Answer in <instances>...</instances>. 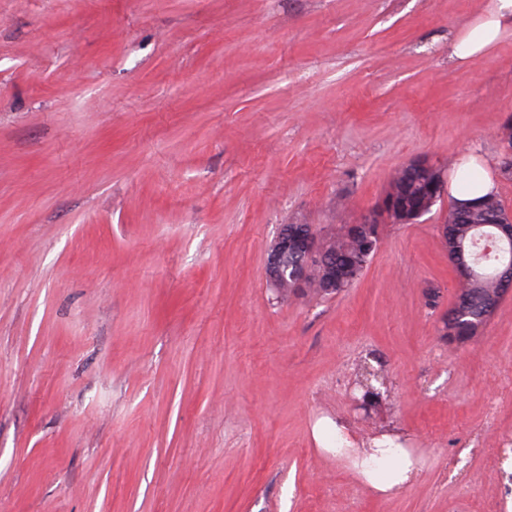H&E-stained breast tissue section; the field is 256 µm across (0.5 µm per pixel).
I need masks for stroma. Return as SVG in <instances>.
<instances>
[{
  "label": "stroma",
  "instance_id": "obj_1",
  "mask_svg": "<svg viewBox=\"0 0 512 512\" xmlns=\"http://www.w3.org/2000/svg\"><path fill=\"white\" fill-rule=\"evenodd\" d=\"M486 2L0 0V512H503L512 296L441 341L451 195L339 296L264 275L417 158L479 155L512 212V34L448 54ZM340 426L421 474L372 495ZM283 229L296 235L314 234L310 224H284ZM288 231H280L274 246L268 251L265 277L274 288H279L281 282L286 281L289 276L295 284L288 286V294H292L295 288L297 294H300L306 288L309 267L326 261L321 245L323 237H288ZM290 256L295 258L293 262H288Z\"/></svg>",
  "mask_w": 512,
  "mask_h": 512
}]
</instances>
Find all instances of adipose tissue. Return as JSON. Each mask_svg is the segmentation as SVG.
I'll return each mask as SVG.
<instances>
[{"label":"adipose tissue","instance_id":"ef3b65f1","mask_svg":"<svg viewBox=\"0 0 512 512\" xmlns=\"http://www.w3.org/2000/svg\"><path fill=\"white\" fill-rule=\"evenodd\" d=\"M512 32V0H488L484 11L468 22L451 45V55L465 63L482 55L506 34ZM470 173L474 186H466L461 176ZM494 180L484 171L481 160L464 155L451 176L453 198L472 199L495 190ZM337 456L346 458L355 473L378 496L389 495L412 483L421 465L409 449L397 444L394 437L373 438L368 448H337Z\"/></svg>","mask_w":512,"mask_h":512}]
</instances>
